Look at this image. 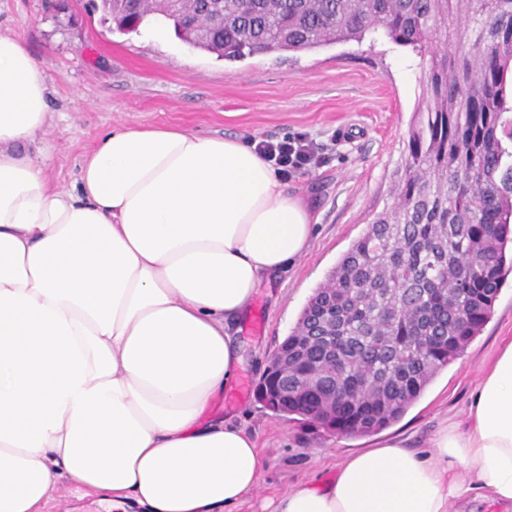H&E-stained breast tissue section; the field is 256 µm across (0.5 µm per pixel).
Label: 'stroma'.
I'll return each mask as SVG.
<instances>
[{"mask_svg": "<svg viewBox=\"0 0 512 512\" xmlns=\"http://www.w3.org/2000/svg\"><path fill=\"white\" fill-rule=\"evenodd\" d=\"M74 12L70 25L49 0H0V32L20 35L37 60L54 114L26 150L46 159V176L59 189L74 190L84 156L115 126H176L247 141L302 132L325 147L324 166L287 180L319 218L307 253L258 288L231 327L243 362L215 413L251 433L265 460L260 485L239 512H262L297 483L326 482L347 456L381 441L400 438L410 450H425L445 419L464 414L482 368L512 342V275L480 335L386 430L323 434L275 416L255 393L315 288L375 214L393 205L425 60L377 33L359 43L230 61L187 45L168 27L118 32L92 0H75Z\"/></svg>", "mask_w": 512, "mask_h": 512, "instance_id": "obj_1", "label": "stroma"}]
</instances>
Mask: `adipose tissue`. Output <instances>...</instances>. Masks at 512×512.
<instances>
[{"label": "adipose tissue", "mask_w": 512, "mask_h": 512, "mask_svg": "<svg viewBox=\"0 0 512 512\" xmlns=\"http://www.w3.org/2000/svg\"><path fill=\"white\" fill-rule=\"evenodd\" d=\"M52 120L38 62L0 33V512H44L65 485L114 512H236L265 462L212 416L242 362L231 325L317 219L254 144L178 127L109 131L59 191L25 150ZM477 497L512 512V342L427 451L350 455L273 512Z\"/></svg>", "instance_id": "1"}]
</instances>
